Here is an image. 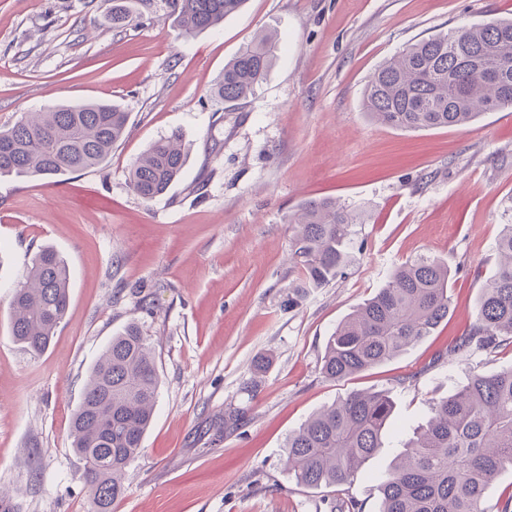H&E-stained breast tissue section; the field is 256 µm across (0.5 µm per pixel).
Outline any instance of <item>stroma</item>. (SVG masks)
Returning a JSON list of instances; mask_svg holds the SVG:
<instances>
[{
	"label": "stroma",
	"instance_id": "obj_1",
	"mask_svg": "<svg viewBox=\"0 0 512 512\" xmlns=\"http://www.w3.org/2000/svg\"><path fill=\"white\" fill-rule=\"evenodd\" d=\"M0 0V127L28 112L106 101L129 114L101 166L0 178V512H87L71 418L112 336L137 323L160 377L155 418L112 512H341L339 492L297 484L284 444L353 389L390 390L386 446L349 494L379 512L378 484L430 398L471 371L512 364V350L452 358L474 321L494 243L512 217V109L467 126L401 130L373 120L369 76L409 45L464 24L512 18V0H246L215 30L184 37L166 0ZM272 31L281 48L247 99L210 89L240 48ZM179 132L181 177L154 200L129 170ZM333 198L363 211L345 275L293 309L288 217ZM69 270L70 306L41 355L8 330L13 288L40 247ZM448 263L452 313L433 336L345 382L318 362L336 326L394 266ZM273 356L247 391L250 364ZM243 411L224 428L225 410Z\"/></svg>",
	"mask_w": 512,
	"mask_h": 512
}]
</instances>
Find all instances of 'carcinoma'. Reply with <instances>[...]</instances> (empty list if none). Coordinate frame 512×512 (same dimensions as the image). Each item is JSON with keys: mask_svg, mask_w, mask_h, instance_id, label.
Instances as JSON below:
<instances>
[{"mask_svg": "<svg viewBox=\"0 0 512 512\" xmlns=\"http://www.w3.org/2000/svg\"><path fill=\"white\" fill-rule=\"evenodd\" d=\"M245 0H167L188 36L213 30ZM280 39L262 33L217 77L212 97L244 100L266 79ZM366 111L378 122L420 130L465 125L484 112L512 108V20L463 25L412 44L382 64L364 89ZM129 114L106 102L62 104L32 112L0 129V176L38 177L83 172L104 162L125 135ZM186 157L177 132L153 142L130 170L145 200L166 193ZM361 213L322 198L303 203L294 225L290 262L298 270L284 306L293 308L353 264V226ZM496 265L483 283L473 324L450 349L466 357L512 346V223L495 242ZM63 257L35 253L11 301L10 333L31 354L44 352L69 308ZM452 306L448 264L420 255L396 266L383 288L329 336L318 370L346 381L389 362L424 341ZM159 388L152 350L138 326L112 337L92 367L71 422L73 449L84 461L89 512H112L124 477L151 424ZM394 411L387 390H353L288 435L285 467L297 483L349 487L384 448ZM379 484L380 512H487L485 491L512 470V365L473 371L452 396L432 398L424 425Z\"/></svg>", "mask_w": 512, "mask_h": 512, "instance_id": "carcinoma-1", "label": "carcinoma"}]
</instances>
